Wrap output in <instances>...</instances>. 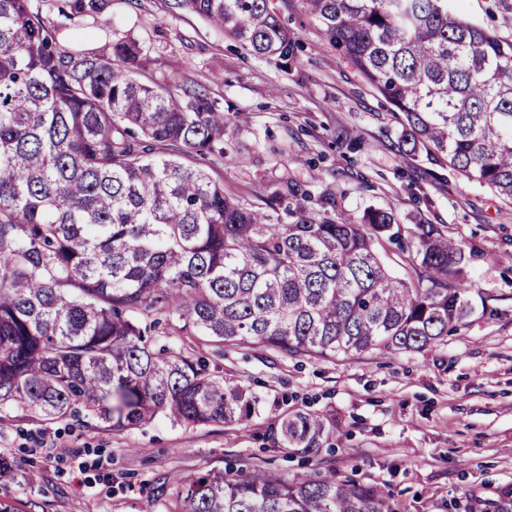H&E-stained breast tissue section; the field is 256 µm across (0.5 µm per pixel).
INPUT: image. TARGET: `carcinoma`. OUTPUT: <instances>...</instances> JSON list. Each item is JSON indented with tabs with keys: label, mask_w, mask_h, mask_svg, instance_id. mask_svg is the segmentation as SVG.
Listing matches in <instances>:
<instances>
[{
	"label": "carcinoma",
	"mask_w": 512,
	"mask_h": 512,
	"mask_svg": "<svg viewBox=\"0 0 512 512\" xmlns=\"http://www.w3.org/2000/svg\"><path fill=\"white\" fill-rule=\"evenodd\" d=\"M108 0H56L66 21ZM319 32L395 108L409 151L444 160L512 205V41L448 0H302ZM252 55L295 41L272 0H169ZM144 42L57 41L32 0H0V413L132 428L240 424L258 399L185 340L285 355L425 353L470 324L472 264L489 254L434 224L412 234L405 273L393 212L354 220L336 197L283 182L253 203L205 166L224 163L230 118L207 89L142 84ZM198 157L204 166L185 163ZM293 221L273 222L279 210ZM336 420L295 410L279 447L318 455ZM181 512H395L373 484L222 471L180 479Z\"/></svg>",
	"instance_id": "carcinoma-1"
}]
</instances>
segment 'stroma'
I'll use <instances>...</instances> for the list:
<instances>
[{
	"label": "stroma",
	"mask_w": 512,
	"mask_h": 512,
	"mask_svg": "<svg viewBox=\"0 0 512 512\" xmlns=\"http://www.w3.org/2000/svg\"><path fill=\"white\" fill-rule=\"evenodd\" d=\"M300 43L288 64L246 54L166 0H111L96 20L61 29L63 44L95 49L113 33L144 41L151 84L180 75L230 107L231 149L212 177L250 201L288 180L312 194L333 190L359 218L393 211L405 233L434 224L493 259L469 276L488 301L447 342L426 353L368 351L347 358L224 350V380L260 403L236 425L180 426L164 418L117 431L99 420L0 416V459L13 479L0 498L46 502V512H173L175 490L154 499L158 479L268 469L375 484L398 512H493L512 488V209L447 163L406 152L392 106L341 60L301 0H274ZM449 9L512 39V0H448ZM327 413L338 425L318 457L276 447V421L292 410Z\"/></svg>",
	"instance_id": "35a3bbf8"
}]
</instances>
